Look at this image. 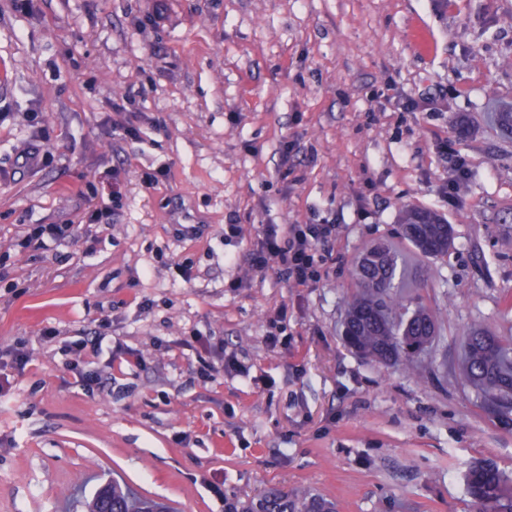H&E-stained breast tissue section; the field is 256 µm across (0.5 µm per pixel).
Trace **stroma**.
Returning a JSON list of instances; mask_svg holds the SVG:
<instances>
[{"label":"stroma","instance_id":"35a3bbf8","mask_svg":"<svg viewBox=\"0 0 512 512\" xmlns=\"http://www.w3.org/2000/svg\"><path fill=\"white\" fill-rule=\"evenodd\" d=\"M510 108L512 0H0V512H86L77 489L115 474L176 512L270 488L336 512H476L471 465L512 477V427L456 365L470 328L512 338V135L493 120ZM443 140L467 168L455 205ZM407 205L452 225L447 257L401 239ZM325 223L319 287L245 265L260 225ZM32 224L76 230L27 248ZM378 243L441 323L426 376L341 339ZM84 336L105 388L77 380L66 345ZM193 336L243 373L202 380Z\"/></svg>","mask_w":512,"mask_h":512}]
</instances>
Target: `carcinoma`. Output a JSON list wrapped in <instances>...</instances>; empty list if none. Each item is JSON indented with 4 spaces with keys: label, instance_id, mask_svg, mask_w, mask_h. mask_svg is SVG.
<instances>
[{
    "label": "carcinoma",
    "instance_id": "carcinoma-1",
    "mask_svg": "<svg viewBox=\"0 0 512 512\" xmlns=\"http://www.w3.org/2000/svg\"><path fill=\"white\" fill-rule=\"evenodd\" d=\"M405 238L426 258L448 255L452 228L435 212L409 207L401 214ZM400 254L386 246L369 250L355 267L362 293L347 306L344 339L357 354L385 364H401L424 371L420 354L439 335L435 316L423 306H412L400 292L403 269ZM462 372L481 407L504 425L512 423V340L469 329ZM468 496L478 512H512V480L493 464L478 462L465 474ZM168 512L149 500L138 498L114 480L101 486L87 512ZM248 512H335L320 497H290L272 488L264 492Z\"/></svg>",
    "mask_w": 512,
    "mask_h": 512
}]
</instances>
